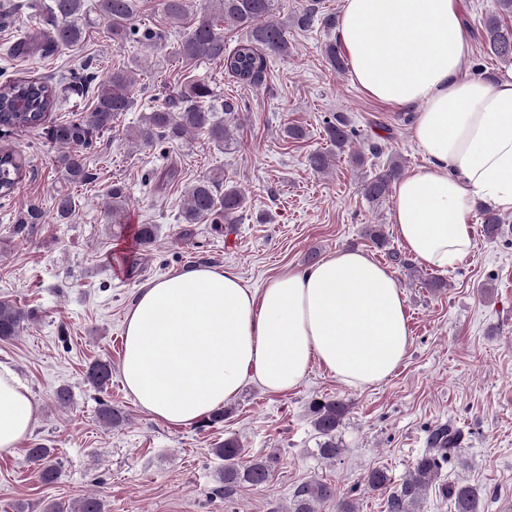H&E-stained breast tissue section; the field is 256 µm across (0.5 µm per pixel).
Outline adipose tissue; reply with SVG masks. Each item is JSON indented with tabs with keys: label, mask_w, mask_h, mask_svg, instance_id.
I'll return each instance as SVG.
<instances>
[{
	"label": "adipose tissue",
	"mask_w": 512,
	"mask_h": 512,
	"mask_svg": "<svg viewBox=\"0 0 512 512\" xmlns=\"http://www.w3.org/2000/svg\"><path fill=\"white\" fill-rule=\"evenodd\" d=\"M353 78L371 98L416 107L411 137L426 165L395 187L390 214L409 257L445 270L476 247V204L512 211V62L493 82L467 76L458 0H344L337 28ZM411 344L403 290L361 250L288 268L261 291L211 266L140 288L125 318L121 373L135 403L189 426L234 398L246 378L295 389L318 364L344 385L383 382ZM40 405L0 365V456L15 453Z\"/></svg>",
	"instance_id": "adipose-tissue-1"
}]
</instances>
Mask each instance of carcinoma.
I'll use <instances>...</instances> for the list:
<instances>
[{
	"mask_svg": "<svg viewBox=\"0 0 512 512\" xmlns=\"http://www.w3.org/2000/svg\"><path fill=\"white\" fill-rule=\"evenodd\" d=\"M87 0H50L46 13L36 33L20 39L17 50L34 48L43 54L55 53L81 41L87 19ZM213 11L195 16L191 0H159L161 12L171 20L188 22V27L178 43V54L186 60H218L224 73L243 85H256L262 81L267 69V54L288 55L289 46L285 28L274 20L278 0H210ZM320 0H308L296 16L300 28L309 27L318 20L326 27L336 23L335 16L319 9ZM97 13L109 24L112 42L118 46L126 43H144L158 46L164 35L160 30L143 29L137 23L139 0H98ZM512 0H497L496 11L486 15L483 29L486 43L493 55L512 58ZM245 32L237 45L228 49L224 45V24ZM136 84L131 69L112 71L97 84L96 103L84 117L46 127L45 136L54 145L64 149L58 163L65 179L70 183H86L92 179L86 167L83 150L93 144L94 137L112 129V123L125 112L136 107L131 94ZM215 97L214 87L205 81H193L180 87L171 95L170 103L142 115L138 125L126 132L128 140L143 147H162L180 142L195 131L206 132L210 142L226 146L231 131L226 122L215 120L210 107ZM0 127L39 128L49 113L59 104L57 84L42 79L5 78L0 82ZM323 131L330 149L314 151L308 155V164L322 173L334 165L336 157L346 152L357 137L341 115L333 114L323 120ZM25 175V165L20 157L8 149H0V198L10 199L15 187ZM401 166L389 164L361 184L363 195L372 202L388 196L391 185L399 179ZM110 199L112 223L120 224L125 212L126 194L120 184L112 185L107 192ZM245 207V195L235 186H224V173L217 170L186 187L182 209L181 230L184 241L194 237L192 225L203 219L213 224H234L237 214ZM56 218L65 223L75 210L74 197L60 193L55 200ZM501 214L490 209L482 211L485 235L493 238L499 234ZM144 251H150L157 239L156 226L140 224L134 232ZM32 311L8 301H0V340L17 335L24 323L31 319ZM87 381L97 389L104 388L112 377V365L96 360L87 369ZM313 427L322 441L318 452L324 459H334L344 452L336 442V430L346 413V404L338 399L315 400L310 404ZM99 421L107 427H119L126 421L124 413L107 402L99 403ZM462 434L447 426L433 428L428 435V448L416 460L401 485L390 487V478L381 469H372L363 476L365 486L387 496V512H411V507L425 494L443 464L461 452ZM214 454L224 460L220 481L224 493H230L243 484L261 486L271 475L274 458L243 459V448L235 438L216 444ZM28 458L38 465L39 478L44 484L59 480L61 470L54 458V449L43 442L27 449ZM442 493L454 501L456 512H481L482 501L478 491L468 484L445 486ZM336 501V512H356L355 503L338 495L336 487L319 480L301 484L294 493L289 512H318V506ZM45 512H105V503L98 495L82 498L70 507L59 502L45 506Z\"/></svg>",
	"mask_w": 512,
	"mask_h": 512,
	"instance_id": "obj_1",
	"label": "carcinoma"
}]
</instances>
